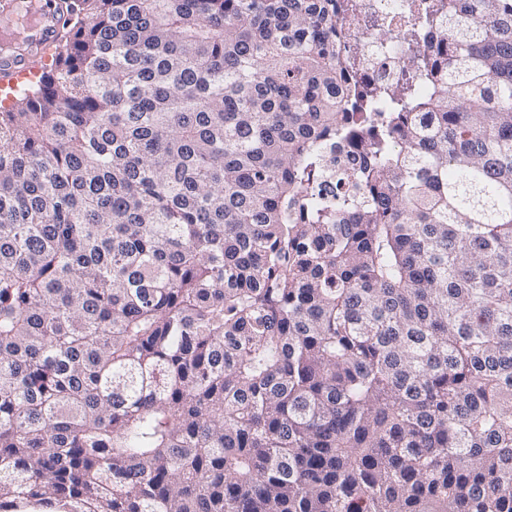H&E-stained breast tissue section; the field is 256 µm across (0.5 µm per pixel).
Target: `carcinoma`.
<instances>
[{
    "label": "carcinoma",
    "mask_w": 512,
    "mask_h": 512,
    "mask_svg": "<svg viewBox=\"0 0 512 512\" xmlns=\"http://www.w3.org/2000/svg\"><path fill=\"white\" fill-rule=\"evenodd\" d=\"M373 112L336 0H76L0 110V512H512V0Z\"/></svg>",
    "instance_id": "cac0c4a2"
}]
</instances>
